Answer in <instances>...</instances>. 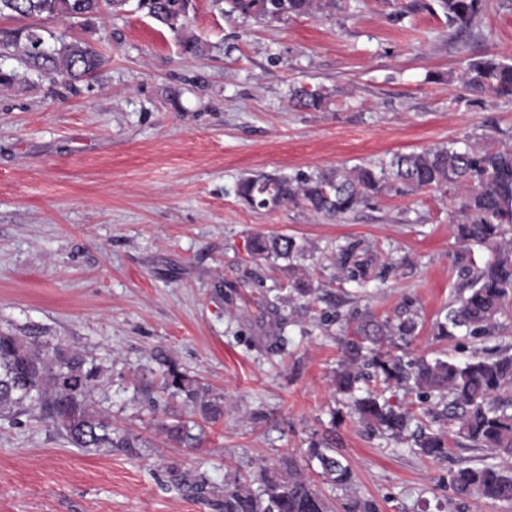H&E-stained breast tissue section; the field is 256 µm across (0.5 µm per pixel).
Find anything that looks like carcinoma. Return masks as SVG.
Here are the masks:
<instances>
[{
    "label": "carcinoma",
    "mask_w": 512,
    "mask_h": 512,
    "mask_svg": "<svg viewBox=\"0 0 512 512\" xmlns=\"http://www.w3.org/2000/svg\"><path fill=\"white\" fill-rule=\"evenodd\" d=\"M220 13L274 23L293 16H329L337 0H212ZM456 38L471 35L489 9L490 0H437ZM129 0H0V16L98 19L125 10ZM192 0H137L136 11L179 38L182 53L204 57L207 44L190 31ZM15 59L30 70L77 82L95 72L102 56L88 41L56 39L47 44L42 30L24 28L0 40V58ZM477 98H512V60L468 57L456 76ZM292 100L318 110L324 98L305 89ZM438 190L449 197L459 242L457 266L462 282L452 294L434 335L480 339L499 334L500 317L512 311V144L496 146L485 137L466 136L419 152L395 153L379 168L355 166L312 174H254L239 180L236 194L251 209L276 210L289 205L338 221L381 195ZM486 248L490 258L478 266L471 247ZM305 245L286 235L251 238L249 252L261 259L293 262ZM378 256L358 242L336 246L333 265L344 282H361ZM308 275L293 276L284 303L291 312L308 310L319 300ZM418 313L405 304L395 319L362 317L342 342L343 358L334 372L337 392L352 401L353 412L370 429L398 443L413 442L417 452L448 458L449 444L479 448L493 457H512V345L493 352L475 348L468 360L406 358L397 354L416 334ZM376 380L390 390L416 393L424 404L434 397L442 408H427L438 428L409 432L412 408L390 403L372 391L355 397L359 385ZM103 387L100 366L82 353L50 339L0 331V420L36 413L68 444L88 452L140 448L141 436L117 428L97 410L94 395ZM179 398L197 421L163 418L156 429L167 440L195 448L193 428L224 418V403L208 386L173 362L161 377L143 384V405L156 411L158 399ZM167 481L211 512H334L318 483L344 491L340 512H376L373 502L350 494L351 465L326 441L307 448L304 462L293 455L256 472L235 471L214 485L207 473L177 464L165 467ZM448 484L461 499L512 502V472L497 464L448 471Z\"/></svg>",
    "instance_id": "obj_1"
}]
</instances>
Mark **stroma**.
Segmentation results:
<instances>
[{"label": "stroma", "instance_id": "35a3bbf8", "mask_svg": "<svg viewBox=\"0 0 512 512\" xmlns=\"http://www.w3.org/2000/svg\"><path fill=\"white\" fill-rule=\"evenodd\" d=\"M395 19V0H350L328 17L263 24L194 0L193 32L209 51L182 54L175 35L135 10L91 25L0 18V38L34 25L90 42L103 63L76 83L35 75L0 89V330L43 336L103 369L98 404L145 447L88 452L36 414L0 421V512H209L171 486L175 462L223 485L282 454L328 441L352 466V490L377 512H512L459 499L449 470L486 461L478 449L434 462L372 434L331 383L341 340L366 313L404 303L418 312L410 356L466 361L471 343L436 339L458 282L448 199L438 191L382 196L344 221L299 208L253 210L237 198L251 173L377 164L481 135L512 139V99L481 105L455 80L466 54L512 57V8H490L468 46L452 38L434 0ZM303 88L321 109L292 107ZM255 234L307 245L297 267L337 312L328 329L293 315L285 349L271 316L288 281L280 264L251 258ZM359 241L380 262L362 284L332 278L329 255ZM224 398V419L186 448L149 424L134 396L160 374L158 353Z\"/></svg>", "mask_w": 512, "mask_h": 512}]
</instances>
